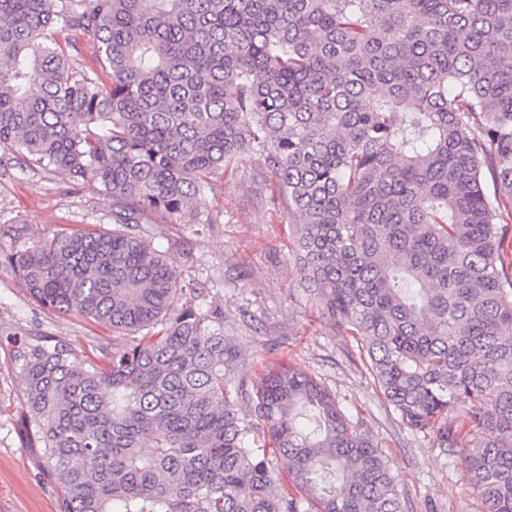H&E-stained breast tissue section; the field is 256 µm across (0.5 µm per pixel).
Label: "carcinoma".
<instances>
[{"instance_id":"carcinoma-1","label":"carcinoma","mask_w":512,"mask_h":512,"mask_svg":"<svg viewBox=\"0 0 512 512\" xmlns=\"http://www.w3.org/2000/svg\"><path fill=\"white\" fill-rule=\"evenodd\" d=\"M1 149L112 198V230L7 255L43 307L133 337L105 367L17 350L63 512H406L364 423L298 368L244 381L142 229L243 153L312 304L512 512V0H0Z\"/></svg>"}]
</instances>
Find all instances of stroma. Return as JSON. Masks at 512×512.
I'll list each match as a JSON object with an SVG mask.
<instances>
[{
	"instance_id": "1",
	"label": "stroma",
	"mask_w": 512,
	"mask_h": 512,
	"mask_svg": "<svg viewBox=\"0 0 512 512\" xmlns=\"http://www.w3.org/2000/svg\"><path fill=\"white\" fill-rule=\"evenodd\" d=\"M234 166L236 178L213 182L206 193L205 208L220 211L218 223L158 219L145 231L172 258L196 307L221 305L224 334L242 351L244 377L290 364L321 380L383 448L408 495L409 512H482L460 452L407 428L351 359L352 338L329 325L308 300L291 259L288 216L259 178L256 157L241 155ZM14 224L25 225L26 234H10ZM77 227L110 230L111 198L94 184H73L0 152V256ZM34 339L64 342L99 360L124 341L109 327L43 308L0 259V512H60L61 490L45 474L26 423V386L15 362L19 344Z\"/></svg>"
}]
</instances>
